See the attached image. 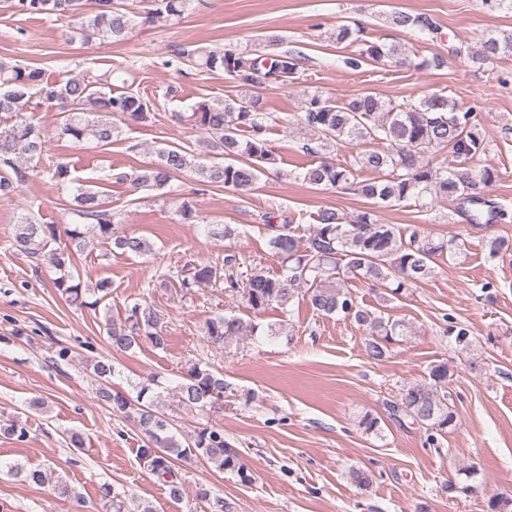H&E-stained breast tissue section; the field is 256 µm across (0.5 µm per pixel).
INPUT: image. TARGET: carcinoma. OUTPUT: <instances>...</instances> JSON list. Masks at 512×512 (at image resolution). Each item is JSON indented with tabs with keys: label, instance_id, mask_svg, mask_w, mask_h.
<instances>
[{
	"label": "carcinoma",
	"instance_id": "carcinoma-1",
	"mask_svg": "<svg viewBox=\"0 0 512 512\" xmlns=\"http://www.w3.org/2000/svg\"><path fill=\"white\" fill-rule=\"evenodd\" d=\"M148 2L150 19L161 15L179 18L191 5V0ZM94 3L96 9L91 15L83 10L84 0H12V7L24 15L67 17L79 25L80 31L103 39H124L132 27L129 12L117 0ZM388 20L401 31L417 30L431 37L438 33L436 22L426 14L393 10ZM363 33L364 27L357 23L336 28V41L361 43L359 57L351 61L353 67H360L363 59L377 62L402 54L400 45L371 42L362 38ZM451 53L480 65L512 56V33L492 34L475 50L459 47ZM180 56L203 69L224 72L243 89L235 97L199 102L189 116L179 117L204 131L213 153L224 156L226 162L201 164L184 149L173 146L159 151L157 162L137 169L126 179L135 190H159L191 170L204 185L222 184L243 193L256 190L261 175L277 161L266 137L260 90L288 84L298 71L299 56L283 51L251 57L233 49L184 50ZM34 96L37 105L58 109L61 135L77 145L112 144L118 131L116 122H145L150 108L149 102L133 92L115 95L85 78L51 81L40 68L1 63L0 165L13 171L11 177L0 176L1 201L17 194L29 179V165L43 152L45 140L40 126L33 116L23 113ZM299 122L322 148L330 144L363 147L354 165L375 174L359 181L353 168L320 161L299 174L302 182L315 189L351 191L384 206L412 199L426 206L430 200L448 199L468 223L475 225L494 224L508 216L505 205L477 192L478 185L494 183L499 172L492 167L478 171L466 167L470 159L486 151V144L476 110L462 108L451 96L432 93L417 104H397L364 93L339 103L315 93L304 100ZM445 149L451 150L455 163L433 161L432 155ZM74 202L71 214L75 219L70 224H43L31 212L21 215L15 224L13 246L37 266L49 262L55 273L52 287L66 302L95 310L109 301L112 282L83 279L74 267L75 254L92 239L136 256L152 254L154 243L146 236L119 231L103 191L80 185ZM265 222L271 229L269 246L283 258L281 272L255 273L243 284L231 276L225 287L240 296L256 315L273 307L285 309L304 295L319 315L350 317L366 332L367 355L377 362L385 360L391 345L404 335L406 324L360 305L343 287V276L359 275L378 284L389 282L395 285L392 292L399 294L430 277L438 257L465 246L455 239L437 238L415 224H381L370 212L347 222L336 210L325 208L317 214V224L303 235L297 234L290 220L277 224L275 216L269 215ZM236 264V254L229 251L222 265L195 266L180 287L189 292L200 284L217 281L220 271ZM105 326L114 351L127 352L143 343L156 350L168 346L160 314L145 301L129 304L120 320L106 318ZM256 332V324L221 314L209 318L203 326V336L214 346ZM93 372L98 378L99 398L113 412L134 420L147 438L146 445L139 449L140 456L154 474L165 479L170 497L179 499L184 493L183 486L174 479V457L203 459L249 481L238 452L224 439V431L206 426L188 437L179 435L159 408L163 391L155 380L139 382L131 392L114 390L115 368L104 356L94 362ZM451 377L448 362H437L430 367L429 380L404 387L400 398L390 404L392 414H403L425 429L429 445L457 424L455 406L448 402ZM175 394L182 407L205 412L224 398V375L206 362H193L186 367ZM101 494L112 512H125V494L108 484L101 486Z\"/></svg>",
	"mask_w": 512,
	"mask_h": 512
}]
</instances>
